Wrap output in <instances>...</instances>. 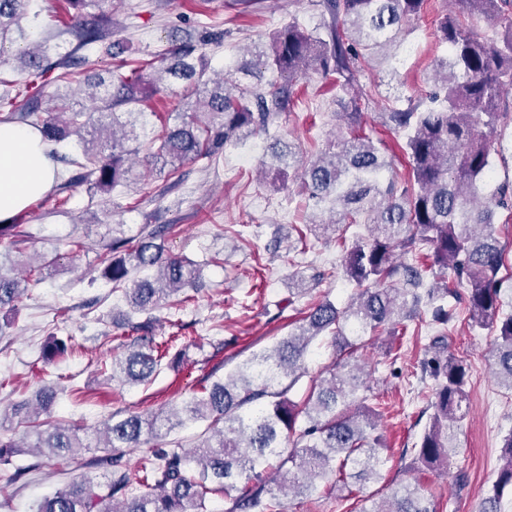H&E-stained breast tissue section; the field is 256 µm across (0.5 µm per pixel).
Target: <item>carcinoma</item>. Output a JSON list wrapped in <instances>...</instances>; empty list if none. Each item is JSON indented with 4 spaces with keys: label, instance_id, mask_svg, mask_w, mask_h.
<instances>
[{
    "label": "carcinoma",
    "instance_id": "1",
    "mask_svg": "<svg viewBox=\"0 0 512 512\" xmlns=\"http://www.w3.org/2000/svg\"><path fill=\"white\" fill-rule=\"evenodd\" d=\"M426 0H320L318 23L308 28L295 18L278 29L268 46L254 52L250 63L229 60L212 87L203 78L208 71L195 48L173 49V62L156 68L150 63L128 75H86L84 84L91 112L74 108L64 95L44 106V87L71 79L70 54L50 61L59 46L38 32L39 12L32 0H0V55L6 35L19 34L25 48L16 55V69L30 77L26 101L3 120H17L37 129L51 154L75 168L59 190L79 181L100 193H110L127 181L130 167L120 145L138 138L137 117L145 99L173 79L186 83L198 98L191 116L178 112L160 136L155 163L175 170L198 159H211L251 135L268 133L289 104L293 78L318 71L335 78L337 101L348 135L328 150L297 160L293 145L282 139L269 146L262 166L283 170L298 165L300 178L316 209L327 212L328 224L342 230V267L355 293L342 307L322 300L288 336L274 346L252 353L224 378L204 388L167 412L143 417L135 414L107 422L105 439L97 447L105 455L95 459L112 467L105 486L88 479L74 481L45 497L35 512H206L213 495L235 490L227 512H279L274 488L264 474L274 470L280 484L299 494L317 491L316 481L329 476L337 481L364 484L380 477L383 448L375 433L378 410L369 404V386L351 357L384 327L403 325L425 312L434 329L436 350L423 370L434 381L435 401L429 428L414 445L415 462L426 469H446L457 434L454 426L466 417L469 366L448 352L445 335L455 319L447 298L465 297L474 329L496 331L494 377L512 392V312L503 309L499 277L505 245L500 240L496 210H512V185L499 184L482 195L494 178L493 134L508 117L512 90V0H451L454 8L438 22L439 40L448 54L436 60L433 89L424 100H409L404 108L386 103L382 122L402 134L408 159L407 177L385 178L389 168L385 151L359 132V102L370 99L360 82L365 65L382 61L394 67L403 46L402 33L419 19ZM479 17L503 25L497 39L483 40L463 19ZM77 48L99 43L104 52H125L123 41L112 39L104 17L92 25L75 26ZM112 115V125L123 129L112 138V153L84 137L85 129L98 130L95 114ZM100 131V130H98ZM100 134L106 135L103 129ZM170 224H147L130 241L114 237L103 260L102 276L112 290L125 289L133 312L146 315L135 329L151 330L152 312L165 304L180 305L189 296H173L196 287L201 269L193 262L164 255L158 240ZM12 237L16 246L28 240L18 224H1L0 239ZM427 250L424 261L396 263L397 254L416 255ZM46 261L30 278L4 271L0 260V310L16 306L29 288L41 283ZM453 280H448V273ZM330 336L336 361L328 376L313 383L298 404L287 397L307 374L305 360L312 343ZM145 344L112 362L114 381L145 385L162 369L164 353H154L150 336ZM71 346L54 339L42 351L50 362ZM57 390L41 386L31 400L14 405L12 414L37 419L50 415ZM304 426L297 427L298 417ZM208 422L193 449L182 442L170 447L161 429ZM35 447L72 465H82V452L91 448L70 427L60 423L36 431ZM153 443L142 463L138 488H131L121 466L124 450ZM21 445L0 433V464L8 465ZM502 466L492 494L479 512H501L505 491L512 492V432L504 439ZM305 480H296V474ZM359 512H434L418 484H398L388 499L363 498Z\"/></svg>",
    "mask_w": 512,
    "mask_h": 512
}]
</instances>
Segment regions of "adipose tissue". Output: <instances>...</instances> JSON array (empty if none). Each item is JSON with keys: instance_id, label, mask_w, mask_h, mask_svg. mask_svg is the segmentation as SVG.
I'll use <instances>...</instances> for the list:
<instances>
[{"instance_id": "ef3b65f1", "label": "adipose tissue", "mask_w": 512, "mask_h": 512, "mask_svg": "<svg viewBox=\"0 0 512 512\" xmlns=\"http://www.w3.org/2000/svg\"><path fill=\"white\" fill-rule=\"evenodd\" d=\"M56 179L39 132L0 122V222L7 223L48 193Z\"/></svg>"}]
</instances>
